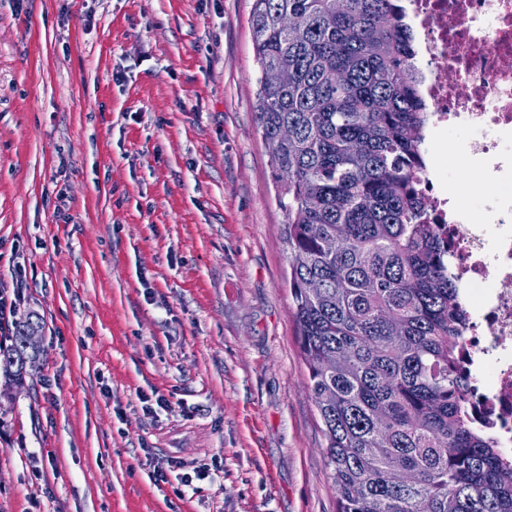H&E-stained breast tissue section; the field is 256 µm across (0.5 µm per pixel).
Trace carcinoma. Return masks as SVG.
I'll use <instances>...</instances> for the list:
<instances>
[{
  "label": "carcinoma",
  "instance_id": "1",
  "mask_svg": "<svg viewBox=\"0 0 512 512\" xmlns=\"http://www.w3.org/2000/svg\"><path fill=\"white\" fill-rule=\"evenodd\" d=\"M251 24L337 512H512V455L467 406L468 314L420 188L427 113L402 0H253ZM40 328L17 321L0 342L8 381L39 362L26 338Z\"/></svg>",
  "mask_w": 512,
  "mask_h": 512
}]
</instances>
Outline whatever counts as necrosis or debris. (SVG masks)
Segmentation results:
<instances>
[{
  "instance_id": "1",
  "label": "necrosis or debris",
  "mask_w": 512,
  "mask_h": 512,
  "mask_svg": "<svg viewBox=\"0 0 512 512\" xmlns=\"http://www.w3.org/2000/svg\"><path fill=\"white\" fill-rule=\"evenodd\" d=\"M428 105L423 187L448 227L451 273L470 314L461 338L478 420L512 454V0H407ZM454 133L473 179L449 193L437 138Z\"/></svg>"
}]
</instances>
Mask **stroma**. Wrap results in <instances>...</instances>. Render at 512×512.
<instances>
[{"instance_id":"35a3bbf8","label":"stroma","mask_w":512,"mask_h":512,"mask_svg":"<svg viewBox=\"0 0 512 512\" xmlns=\"http://www.w3.org/2000/svg\"><path fill=\"white\" fill-rule=\"evenodd\" d=\"M252 5L0 0V289L44 321L0 512H336ZM173 457L211 474L155 484Z\"/></svg>"}]
</instances>
